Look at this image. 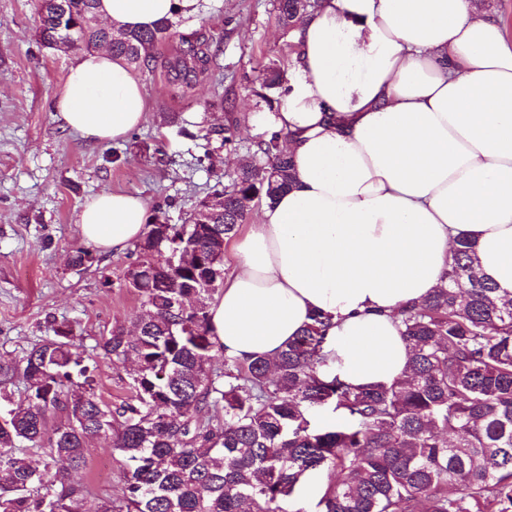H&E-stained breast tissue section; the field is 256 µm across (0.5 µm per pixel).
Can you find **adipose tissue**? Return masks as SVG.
Masks as SVG:
<instances>
[{"label":"adipose tissue","mask_w":512,"mask_h":512,"mask_svg":"<svg viewBox=\"0 0 512 512\" xmlns=\"http://www.w3.org/2000/svg\"><path fill=\"white\" fill-rule=\"evenodd\" d=\"M199 8L96 2L117 31ZM294 42L296 74L273 117L293 179L238 243L210 327L225 356L272 360L324 312L328 370L389 385L408 363L396 314L443 285L459 238L512 298V37L474 0H321ZM55 108L72 131L116 142L147 100L125 59L103 49L69 66ZM147 221L145 201L123 192L78 215L82 237L115 255Z\"/></svg>","instance_id":"ef3b65f1"}]
</instances>
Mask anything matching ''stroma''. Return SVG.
Instances as JSON below:
<instances>
[{
	"mask_svg": "<svg viewBox=\"0 0 512 512\" xmlns=\"http://www.w3.org/2000/svg\"><path fill=\"white\" fill-rule=\"evenodd\" d=\"M40 0H0V365L21 364L52 325L68 322L82 336L97 389L112 405L126 399L130 367L97 349L114 324L133 327L140 301L122 282L128 253H98L88 269L72 268L84 240L82 205L103 191L144 199L149 221L183 223L198 201L226 184L255 141L273 130L280 89L260 95L259 72L274 66L294 76V42L273 0H202L195 16L176 17V33H203L214 62L192 88L178 90L164 69L138 68L148 110L125 140L101 143L70 131L54 99L81 43L45 47L37 33ZM237 125L223 143L216 131ZM70 478L89 485L86 512L121 494L110 440L91 443L85 467Z\"/></svg>",
	"mask_w": 512,
	"mask_h": 512,
	"instance_id": "35a3bbf8",
	"label": "stroma"
}]
</instances>
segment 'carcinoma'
Listing matches in <instances>:
<instances>
[{"label": "carcinoma", "mask_w": 512, "mask_h": 512, "mask_svg": "<svg viewBox=\"0 0 512 512\" xmlns=\"http://www.w3.org/2000/svg\"><path fill=\"white\" fill-rule=\"evenodd\" d=\"M96 0L42 4V38L110 42L131 65L149 66L150 51L173 24L126 31L70 30L95 12ZM318 7V0H275L281 25ZM164 61L174 85L191 86L212 57L197 32L179 35ZM262 89L282 82L264 70ZM292 181L280 136L255 143L224 188L200 202L183 224L148 225L134 244L125 286L139 297V329L115 324L97 344L112 362L136 361L130 396L113 407L97 393L94 371L79 351L75 328L61 324L36 343L21 367H0V402L20 381L26 397L0 406V512H82L88 486L56 469H79L90 441L112 435L122 495L102 498L96 512H303L302 478L327 471L321 512H512V299L481 276L470 240L457 241L448 285L398 312L409 349L404 379L360 389L327 374L330 317L318 313L275 361L224 357L209 327L212 296L224 283V249L244 223L249 203L273 199ZM186 251L182 268L163 261ZM327 404L343 423L319 428ZM224 410V417L209 411ZM44 453L33 465L29 448Z\"/></svg>", "instance_id": "1"}]
</instances>
